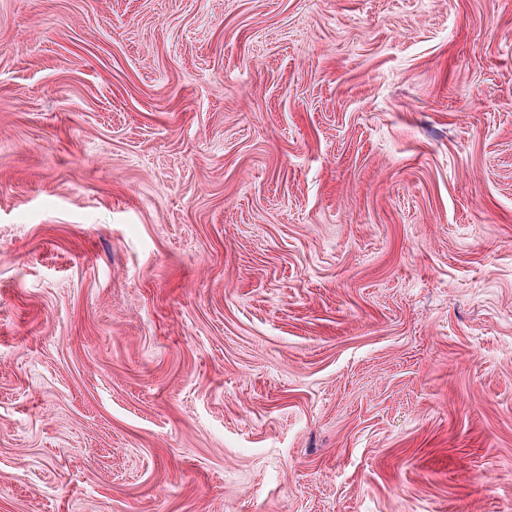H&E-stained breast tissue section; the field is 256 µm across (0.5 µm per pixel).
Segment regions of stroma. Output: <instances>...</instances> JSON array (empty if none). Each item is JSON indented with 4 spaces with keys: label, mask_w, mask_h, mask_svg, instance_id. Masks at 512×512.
Returning a JSON list of instances; mask_svg holds the SVG:
<instances>
[{
    "label": "stroma",
    "mask_w": 512,
    "mask_h": 512,
    "mask_svg": "<svg viewBox=\"0 0 512 512\" xmlns=\"http://www.w3.org/2000/svg\"><path fill=\"white\" fill-rule=\"evenodd\" d=\"M0 512H512V0H0Z\"/></svg>",
    "instance_id": "stroma-1"
}]
</instances>
